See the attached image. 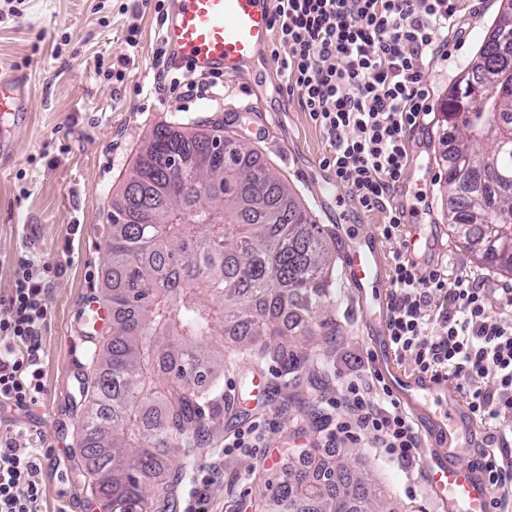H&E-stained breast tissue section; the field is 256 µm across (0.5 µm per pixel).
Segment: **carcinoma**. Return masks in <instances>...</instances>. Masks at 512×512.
Listing matches in <instances>:
<instances>
[{
    "label": "carcinoma",
    "instance_id": "1",
    "mask_svg": "<svg viewBox=\"0 0 512 512\" xmlns=\"http://www.w3.org/2000/svg\"><path fill=\"white\" fill-rule=\"evenodd\" d=\"M512 12L502 11L478 64L439 106L450 197L446 220L482 265L512 276ZM491 90L470 108L459 98ZM104 280L112 340L85 387L82 447L92 490L112 512L174 507V487L214 409L224 368L249 355L290 364L321 356L341 325L329 243L294 191L236 131L162 122L112 199ZM312 342L298 356L292 338ZM104 472L112 474L106 483ZM254 512H378L368 476L334 458L315 476L292 466Z\"/></svg>",
    "mask_w": 512,
    "mask_h": 512
}]
</instances>
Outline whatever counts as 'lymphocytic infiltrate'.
Returning a JSON list of instances; mask_svg holds the SVG:
<instances>
[{"mask_svg": "<svg viewBox=\"0 0 512 512\" xmlns=\"http://www.w3.org/2000/svg\"><path fill=\"white\" fill-rule=\"evenodd\" d=\"M454 0H275L273 29L304 111L327 135L336 180L363 208L382 207L408 163L406 134L429 114L422 70L440 51ZM153 65L177 72L184 86L209 93L219 73L202 75L165 45ZM62 274L37 255L22 259L0 318V402L23 409L44 392L41 332L48 314L45 272ZM485 279L447 276L439 267L396 253L386 335L397 358H412L420 378L458 380L467 407L490 428L496 453L480 471L502 495L495 512H512V309L493 308ZM494 376L488 391L472 377ZM335 406L346 415L329 428L326 447L369 436L390 459L411 467L420 435L380 373L349 378ZM43 459L38 447L0 437V512H39Z\"/></svg>", "mask_w": 512, "mask_h": 512, "instance_id": "lymphocytic-infiltrate-1", "label": "lymphocytic infiltrate"}]
</instances>
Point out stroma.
I'll use <instances>...</instances> for the list:
<instances>
[{
    "mask_svg": "<svg viewBox=\"0 0 512 512\" xmlns=\"http://www.w3.org/2000/svg\"><path fill=\"white\" fill-rule=\"evenodd\" d=\"M156 0H0V74L19 76L27 98L16 111H0V139L12 150L0 155V296L7 294L18 259L37 252L66 266L46 274L48 319L42 330L46 390L35 410L0 407V435H20L46 448L41 512H95L86 469L78 468L79 425L85 396L72 376L74 360L90 366L79 343V316L88 298L104 297L105 247L113 197L123 187L137 149L164 121L203 119L238 130L243 140L295 190L324 230L335 261L336 318L343 327L316 363L288 367L280 360L252 358L224 372L223 422L206 435L193 471L184 473L175 506L183 512L196 475L209 473L210 512H251L264 480L281 474L299 453L324 457L321 430L335 417L330 399L344 381L377 366L387 350L388 298L375 288L354 286L350 254L372 242L383 268H391L396 242L382 235L387 211L363 208L348 188L343 204L322 200L324 179L333 175L329 141L297 94L287 91L281 67L286 50L271 41L244 65L243 76L218 84V100L156 79L153 55L161 38ZM502 0H456L454 28L445 53L428 57L422 81L431 112L410 132L404 183L393 206L421 212L426 245L422 263L449 275L488 279L498 306L512 307V277L477 264L444 220L447 169L441 165L439 105L471 68L501 9ZM139 28V46L124 42L129 25ZM123 70L116 80L114 70ZM265 378L264 392L244 381ZM265 423L258 448H235L234 435ZM335 456L364 468L384 494L383 512H437L420 465L404 472L367 436L342 442ZM67 457L74 473L56 469Z\"/></svg>",
    "mask_w": 512,
    "mask_h": 512,
    "instance_id": "1",
    "label": "stroma"
}]
</instances>
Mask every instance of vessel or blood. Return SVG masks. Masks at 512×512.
<instances>
[{
    "mask_svg": "<svg viewBox=\"0 0 512 512\" xmlns=\"http://www.w3.org/2000/svg\"><path fill=\"white\" fill-rule=\"evenodd\" d=\"M271 0H170V21L162 38L178 58L202 75L219 71L237 76L241 66L268 45L272 31ZM349 276L361 286L378 282L381 274L375 247L355 249ZM111 309L99 301L85 302L80 320L85 341H92ZM397 396L411 410H425L448 427V445H422V467L431 492L443 512H491L489 485L467 465L450 462L451 450L466 446L472 425L455 395L440 383L398 376Z\"/></svg>",
    "mask_w": 512,
    "mask_h": 512,
    "instance_id": "obj_1",
    "label": "vessel or blood"
}]
</instances>
